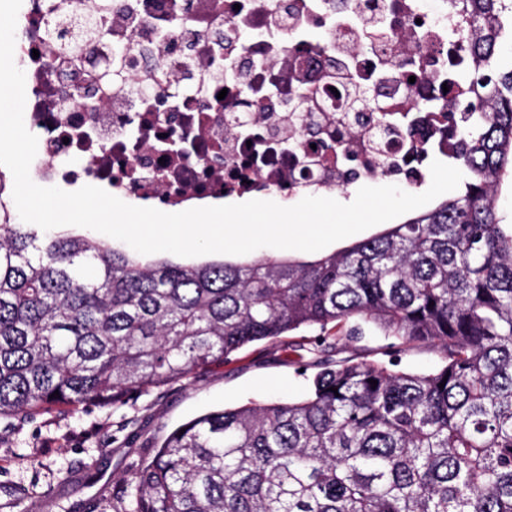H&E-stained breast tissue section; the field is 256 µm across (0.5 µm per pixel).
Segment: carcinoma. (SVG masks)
Returning <instances> with one entry per match:
<instances>
[{
    "mask_svg": "<svg viewBox=\"0 0 512 512\" xmlns=\"http://www.w3.org/2000/svg\"><path fill=\"white\" fill-rule=\"evenodd\" d=\"M457 6L450 46L485 102L477 123L451 106L469 179L344 250L158 261L15 223L1 179L0 418L118 408L251 343L357 318L436 347L443 365L334 362L324 336L308 349L320 371L305 399L182 423L127 479L128 512H512V232L496 206L512 174V64L498 61L512 51V0ZM99 34L62 31L57 56Z\"/></svg>",
    "mask_w": 512,
    "mask_h": 512,
    "instance_id": "cac0c4a2",
    "label": "carcinoma"
}]
</instances>
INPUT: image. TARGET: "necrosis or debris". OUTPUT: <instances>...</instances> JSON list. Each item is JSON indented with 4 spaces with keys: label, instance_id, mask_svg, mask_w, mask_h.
<instances>
[{
    "label": "necrosis or debris",
    "instance_id": "obj_1",
    "mask_svg": "<svg viewBox=\"0 0 512 512\" xmlns=\"http://www.w3.org/2000/svg\"><path fill=\"white\" fill-rule=\"evenodd\" d=\"M24 0L14 56L38 138L33 177L97 181L113 194L185 211L289 187L326 194L358 181L429 179L431 157L455 158L470 67L448 55L459 17L448 0ZM103 31L79 65L50 69L53 18ZM126 58L112 82L96 73ZM353 80L367 110L334 90ZM260 105L244 110V92ZM310 134H303L302 124Z\"/></svg>",
    "mask_w": 512,
    "mask_h": 512
}]
</instances>
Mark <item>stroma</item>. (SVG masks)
I'll use <instances>...</instances> for the list:
<instances>
[{
    "label": "stroma",
    "mask_w": 512,
    "mask_h": 512,
    "mask_svg": "<svg viewBox=\"0 0 512 512\" xmlns=\"http://www.w3.org/2000/svg\"><path fill=\"white\" fill-rule=\"evenodd\" d=\"M323 336L335 343L337 360L393 362L416 373L442 364L433 346L352 319L252 343L190 379L130 397L116 411L91 406L1 419L0 512H115L124 481L178 425L224 407L307 397L318 369L292 346Z\"/></svg>",
    "instance_id": "obj_1"
}]
</instances>
